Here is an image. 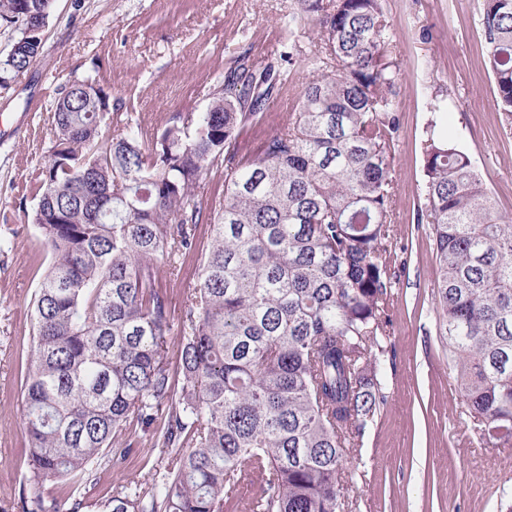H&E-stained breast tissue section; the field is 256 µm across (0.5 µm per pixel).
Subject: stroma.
Here are the masks:
<instances>
[{
    "label": "stroma",
    "mask_w": 512,
    "mask_h": 512,
    "mask_svg": "<svg viewBox=\"0 0 512 512\" xmlns=\"http://www.w3.org/2000/svg\"><path fill=\"white\" fill-rule=\"evenodd\" d=\"M397 40L400 128L393 249L391 334L379 379L386 401L345 476L344 512H512V455L475 439L448 346L436 334L433 242L415 216L422 194V143L431 121L452 117V134L482 172L499 213L512 220V130L496 107L483 52L482 0H384ZM291 0H56L43 48L30 68L0 88V512H22L29 476L21 366L31 348V298L49 248L19 207L48 159L51 114L61 88L95 78L114 111L149 133L178 112H200L243 46L256 52L284 35ZM304 80L238 142L250 154L279 129ZM149 435L120 468L83 492L84 512L160 466Z\"/></svg>",
    "instance_id": "35a3bbf8"
}]
</instances>
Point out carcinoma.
Instances as JSON below:
<instances>
[{
    "mask_svg": "<svg viewBox=\"0 0 512 512\" xmlns=\"http://www.w3.org/2000/svg\"><path fill=\"white\" fill-rule=\"evenodd\" d=\"M54 7L0 0V27L29 48L0 57L1 87L40 54L31 28ZM481 27L509 127L512 0H484ZM302 63L288 124L240 156L241 130ZM398 74L383 0H294L274 57L238 51L207 109L174 114L150 139L108 112L95 79L65 85L25 209L51 251L22 383L31 484L54 482L83 512L79 490L150 429L163 472L97 512H225L250 474L248 512H343L348 454L386 398ZM423 156L417 223L433 238L438 335L473 431L512 448V223L444 125ZM215 170L224 193L206 202ZM202 225L210 243L176 327L162 280L179 277Z\"/></svg>",
    "mask_w": 512,
    "mask_h": 512,
    "instance_id": "cac0c4a2",
    "label": "carcinoma"
}]
</instances>
